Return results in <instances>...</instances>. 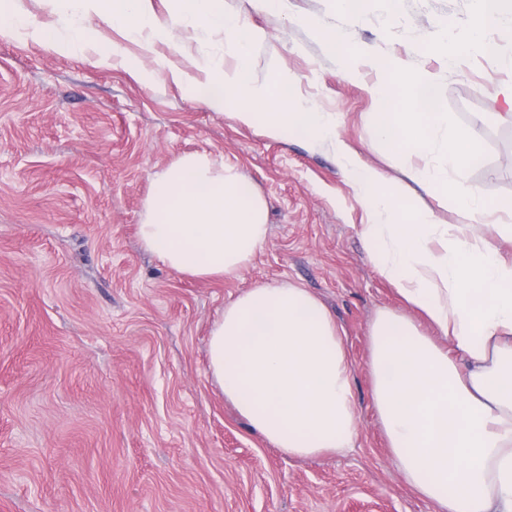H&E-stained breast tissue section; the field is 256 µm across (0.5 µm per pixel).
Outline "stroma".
I'll list each match as a JSON object with an SVG mask.
<instances>
[{
  "label": "stroma",
  "mask_w": 512,
  "mask_h": 512,
  "mask_svg": "<svg viewBox=\"0 0 512 512\" xmlns=\"http://www.w3.org/2000/svg\"><path fill=\"white\" fill-rule=\"evenodd\" d=\"M177 47L144 52L105 17L93 50L62 52L25 32L0 35V512H434L392 463L371 402L368 326L403 303L362 240L366 204L334 149L302 129L245 125L192 96L174 70L237 59L224 32L172 18ZM30 24L68 30L57 0H17ZM260 33L251 75L285 73L296 95L339 116V132L408 205L459 223L432 184L409 180L423 158L374 127L376 70L342 75L324 29L343 28L368 57L436 76L449 135H473L483 160L463 177L489 204L512 200V0H492L484 50L449 64L425 51L445 22L466 28L473 0H372L348 26L332 0H224ZM235 166L269 205V236L236 277L206 281L164 266L138 226L155 173L187 153ZM309 289L342 328L353 361L354 448L315 459L282 454L225 401L208 373L209 331L227 302L258 283Z\"/></svg>",
  "instance_id": "35a3bbf8"
}]
</instances>
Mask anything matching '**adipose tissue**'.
Listing matches in <instances>:
<instances>
[{
  "mask_svg": "<svg viewBox=\"0 0 512 512\" xmlns=\"http://www.w3.org/2000/svg\"><path fill=\"white\" fill-rule=\"evenodd\" d=\"M64 9L108 17L134 41H170L150 0H61ZM173 17L224 30L239 65L203 63L204 79L185 76L192 96L220 110L230 92L235 117L263 116L277 136L307 130L335 148L354 191L369 204L362 231L374 266L393 283L408 313L382 310L368 329L372 401L391 457L405 481L437 512H512V259L478 240L492 214L512 242V200L489 205L449 172L481 162L475 136L435 146L448 122L437 80L407 77L398 62L381 63L373 92L381 102L377 130L399 152L438 154L437 164L411 171L453 201L460 224L435 223L410 210L384 174L364 165L341 140L335 113L300 98L289 80L253 85L248 62L258 35L224 11V0H170ZM487 0H476L470 29L433 43L456 62L482 46ZM268 205L234 168L190 154L154 174L139 226L143 246L165 266L199 280L237 275L264 247ZM425 315L435 336L420 331ZM208 371L225 400L264 440L292 458L311 459L353 448L358 435L353 363L340 326L325 304L295 284L258 283L225 304L208 342Z\"/></svg>",
  "mask_w": 512,
  "mask_h": 512,
  "instance_id": "ef3b65f1",
  "label": "adipose tissue"
}]
</instances>
